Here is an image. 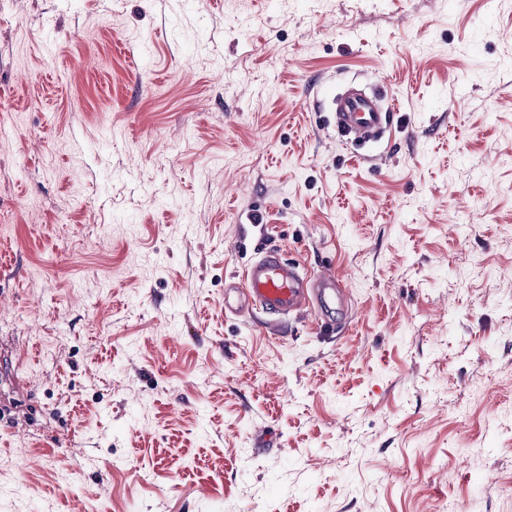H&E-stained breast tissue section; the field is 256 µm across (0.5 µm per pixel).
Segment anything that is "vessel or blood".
Wrapping results in <instances>:
<instances>
[{"instance_id": "1", "label": "vessel or blood", "mask_w": 512, "mask_h": 512, "mask_svg": "<svg viewBox=\"0 0 512 512\" xmlns=\"http://www.w3.org/2000/svg\"><path fill=\"white\" fill-rule=\"evenodd\" d=\"M336 131L344 138L355 136L369 139L387 129L392 113L375 107L372 99L351 90L336 100ZM335 276L321 275L317 284H310L299 264L281 260L277 252L269 251L243 272L235 298L224 301V308L243 315L256 310L281 318L313 309L323 326H331L330 300L339 298Z\"/></svg>"}]
</instances>
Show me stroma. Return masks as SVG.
Segmentation results:
<instances>
[{
	"label": "stroma",
	"mask_w": 512,
	"mask_h": 512,
	"mask_svg": "<svg viewBox=\"0 0 512 512\" xmlns=\"http://www.w3.org/2000/svg\"><path fill=\"white\" fill-rule=\"evenodd\" d=\"M271 247L345 324L225 312ZM448 500L512 512V0H0V512ZM335 116L336 131L343 138H372L387 129L393 119L392 112L376 108L369 96L355 90L336 99Z\"/></svg>",
	"instance_id": "obj_1"
}]
</instances>
